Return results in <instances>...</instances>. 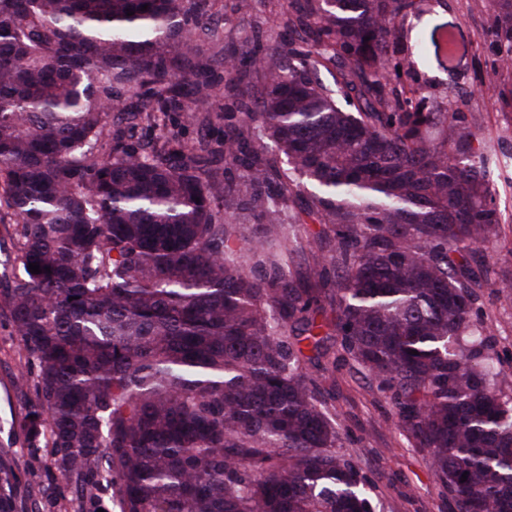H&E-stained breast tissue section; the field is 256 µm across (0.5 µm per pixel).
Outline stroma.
<instances>
[{"mask_svg": "<svg viewBox=\"0 0 512 512\" xmlns=\"http://www.w3.org/2000/svg\"><path fill=\"white\" fill-rule=\"evenodd\" d=\"M236 3L223 0L220 11L218 44L228 57L246 50L253 31L281 30L287 9L285 0H251L246 11ZM416 3V11L396 25L400 47H412L420 35L446 32L454 36L456 51L451 57H411L409 82L437 111L465 116L491 156L490 189L505 224L477 294L491 354L506 371L500 389L512 394V65L504 64L506 51L493 36L494 0ZM36 372L8 315L0 311V457L14 463L25 512H76L75 493L53 467L48 449L28 447L19 429L26 400L17 379ZM312 376L336 413L343 452L372 481L376 512H450L428 456L400 433L394 407L356 363L331 358Z\"/></svg>", "mask_w": 512, "mask_h": 512, "instance_id": "stroma-1", "label": "stroma"}]
</instances>
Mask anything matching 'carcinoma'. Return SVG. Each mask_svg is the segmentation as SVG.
<instances>
[{"mask_svg":"<svg viewBox=\"0 0 512 512\" xmlns=\"http://www.w3.org/2000/svg\"><path fill=\"white\" fill-rule=\"evenodd\" d=\"M214 2L0 0V223L22 268L0 309L38 368L28 446L78 512L104 472L119 512H374L310 384L338 346L457 512H512V397L475 294L473 244L501 236L490 155L405 85L414 0H288V33H253L234 70L206 49ZM180 113L197 140L154 134ZM0 512H19L1 459Z\"/></svg>","mask_w":512,"mask_h":512,"instance_id":"carcinoma-1","label":"carcinoma"}]
</instances>
